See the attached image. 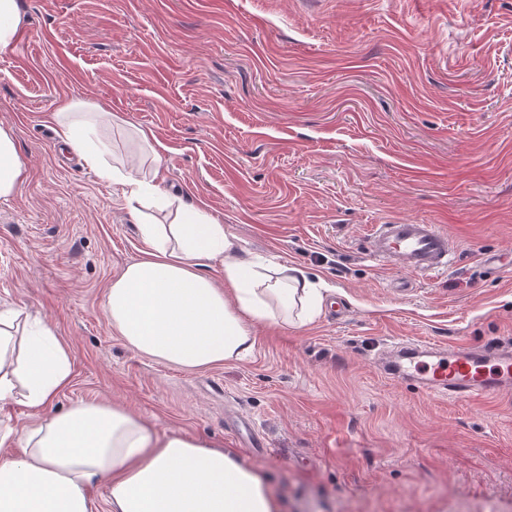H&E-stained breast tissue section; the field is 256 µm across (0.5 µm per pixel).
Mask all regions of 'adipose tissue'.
I'll return each instance as SVG.
<instances>
[{
	"instance_id": "obj_1",
	"label": "adipose tissue",
	"mask_w": 512,
	"mask_h": 512,
	"mask_svg": "<svg viewBox=\"0 0 512 512\" xmlns=\"http://www.w3.org/2000/svg\"><path fill=\"white\" fill-rule=\"evenodd\" d=\"M53 119L62 150L149 206L132 213L148 248L112 280L104 305L130 348L184 370L208 368L252 355L255 324L302 325L322 314L326 298L306 271L246 251L206 209L161 189L158 151L144 169L111 159L95 139L111 112L73 98ZM25 172L12 131L0 127L1 200ZM167 209L165 224L157 214ZM71 380L69 350L50 325L20 309L0 312V404L36 412L0 429V512H94L88 490L102 480L108 512H280L260 470L221 444L159 434L114 404L41 415Z\"/></svg>"
}]
</instances>
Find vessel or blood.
<instances>
[{"mask_svg": "<svg viewBox=\"0 0 512 512\" xmlns=\"http://www.w3.org/2000/svg\"><path fill=\"white\" fill-rule=\"evenodd\" d=\"M367 243L373 259L407 273V280L399 284L403 291L411 287L410 276L441 273L453 264L457 253L455 240L439 225L416 221L373 225ZM378 365L388 379L409 382L422 392L452 400L491 399L512 390L510 346L399 342L381 351Z\"/></svg>", "mask_w": 512, "mask_h": 512, "instance_id": "obj_1", "label": "vessel or blood"}]
</instances>
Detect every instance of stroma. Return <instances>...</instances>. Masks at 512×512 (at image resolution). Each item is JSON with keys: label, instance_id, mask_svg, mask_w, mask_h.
I'll return each instance as SVG.
<instances>
[{"label": "stroma", "instance_id": "35a3bbf8", "mask_svg": "<svg viewBox=\"0 0 512 512\" xmlns=\"http://www.w3.org/2000/svg\"><path fill=\"white\" fill-rule=\"evenodd\" d=\"M0 47V127L26 175L0 201V310L39 315L73 377L50 405L117 404L159 433L234 449L282 512H512V393L451 401L386 379L402 340L512 344V0H18ZM81 97L144 130L165 187L246 250L329 287L301 328L186 371L128 348L105 291L144 244L121 187L61 152L51 114ZM416 219L458 243L413 277L365 251Z\"/></svg>", "mask_w": 512, "mask_h": 512}]
</instances>
